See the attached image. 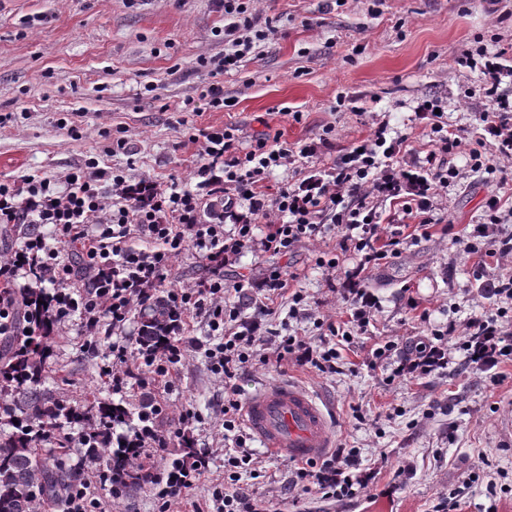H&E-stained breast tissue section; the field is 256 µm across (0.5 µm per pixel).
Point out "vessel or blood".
Returning a JSON list of instances; mask_svg holds the SVG:
<instances>
[{
    "mask_svg": "<svg viewBox=\"0 0 512 512\" xmlns=\"http://www.w3.org/2000/svg\"><path fill=\"white\" fill-rule=\"evenodd\" d=\"M243 417L260 447L292 461L322 457L336 445L325 406L291 381L252 392L244 403Z\"/></svg>",
    "mask_w": 512,
    "mask_h": 512,
    "instance_id": "vessel-or-blood-1",
    "label": "vessel or blood"
}]
</instances>
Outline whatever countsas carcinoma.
<instances>
[{
    "instance_id": "cac0c4a2",
    "label": "carcinoma",
    "mask_w": 512,
    "mask_h": 512,
    "mask_svg": "<svg viewBox=\"0 0 512 512\" xmlns=\"http://www.w3.org/2000/svg\"><path fill=\"white\" fill-rule=\"evenodd\" d=\"M48 298L34 288L21 301L29 335L12 336L4 349L0 371V512H41L47 502L59 505L81 487L84 471L101 466L108 472L109 487L129 493L147 485L141 455L116 438V446L86 439L80 448H70L65 434L80 428V420L97 419L117 430L136 432L153 425L155 418L133 410L121 401L96 393L74 403L55 397L43 388V378L52 355L49 343L56 322L44 311ZM177 314L164 295L155 296L139 310V336L144 344L161 346L175 329Z\"/></svg>"
}]
</instances>
